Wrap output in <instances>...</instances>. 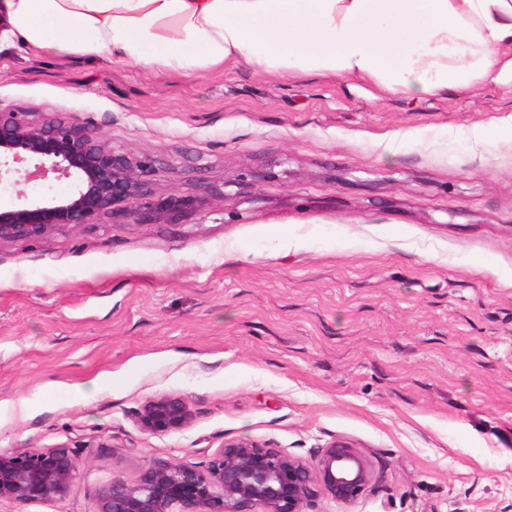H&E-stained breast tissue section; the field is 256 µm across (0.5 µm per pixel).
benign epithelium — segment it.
Wrapping results in <instances>:
<instances>
[{"label": "benign epithelium", "mask_w": 512, "mask_h": 512, "mask_svg": "<svg viewBox=\"0 0 512 512\" xmlns=\"http://www.w3.org/2000/svg\"><path fill=\"white\" fill-rule=\"evenodd\" d=\"M34 163L29 171L26 165ZM71 178L67 197L32 200L0 209V242L38 239L59 226L98 224L121 213L128 224H177L194 203L180 190L164 198L152 192L164 170L146 157L117 151L78 120L33 118L16 106L0 105V181ZM187 400L163 394L137 413L141 429L154 435L181 432L192 422ZM70 448L0 450V503L18 508L64 498L79 472ZM372 479L368 463L352 449L332 444L312 461L251 440H231L200 466L158 460L129 482L115 475L97 490L98 512H311L321 497L357 502Z\"/></svg>", "instance_id": "7a95c632"}]
</instances>
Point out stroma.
I'll return each mask as SVG.
<instances>
[{"label": "stroma", "instance_id": "obj_1", "mask_svg": "<svg viewBox=\"0 0 512 512\" xmlns=\"http://www.w3.org/2000/svg\"><path fill=\"white\" fill-rule=\"evenodd\" d=\"M0 104L165 166L177 224L0 243V449H76L64 499L247 439L372 469L315 512H512V80L422 97L245 62L192 77L0 42ZM487 272H480V265ZM178 394L182 432L141 405ZM27 414H19L20 404ZM187 400L177 394H163L146 401L137 413L141 429L154 435L181 432L192 422Z\"/></svg>", "mask_w": 512, "mask_h": 512}]
</instances>
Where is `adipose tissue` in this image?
I'll use <instances>...</instances> for the list:
<instances>
[{"mask_svg": "<svg viewBox=\"0 0 512 512\" xmlns=\"http://www.w3.org/2000/svg\"><path fill=\"white\" fill-rule=\"evenodd\" d=\"M13 37L44 55H104L192 75L366 77L409 96L512 75V0H8Z\"/></svg>", "mask_w": 512, "mask_h": 512, "instance_id": "1", "label": "adipose tissue"}]
</instances>
